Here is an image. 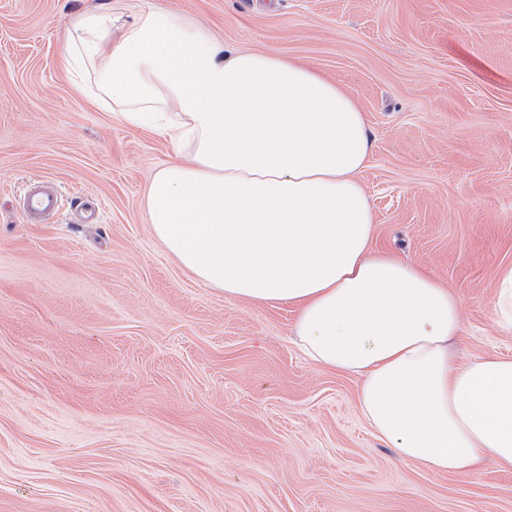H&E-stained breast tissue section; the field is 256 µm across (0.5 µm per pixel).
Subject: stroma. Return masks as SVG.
I'll list each match as a JSON object with an SVG mask.
<instances>
[{
    "instance_id": "obj_1",
    "label": "stroma",
    "mask_w": 512,
    "mask_h": 512,
    "mask_svg": "<svg viewBox=\"0 0 512 512\" xmlns=\"http://www.w3.org/2000/svg\"><path fill=\"white\" fill-rule=\"evenodd\" d=\"M108 0H0V512H512V471L431 474L312 363L285 305L225 299L154 236L163 137L78 94L68 19ZM343 84L374 146L373 248L459 301L460 360L512 357V0H120ZM59 189L48 223L15 195ZM494 308L502 328L512 330V267L500 272V288H498Z\"/></svg>"
}]
</instances>
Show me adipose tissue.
<instances>
[{
  "label": "adipose tissue",
  "instance_id": "obj_1",
  "mask_svg": "<svg viewBox=\"0 0 512 512\" xmlns=\"http://www.w3.org/2000/svg\"><path fill=\"white\" fill-rule=\"evenodd\" d=\"M63 61L87 74L91 102L171 143L144 201L182 268L225 298L294 306L303 352L359 379L363 418L402 461L512 468V358L460 361L457 298L415 263L371 254L358 175L373 142L343 85L155 6L75 14Z\"/></svg>",
  "mask_w": 512,
  "mask_h": 512
}]
</instances>
